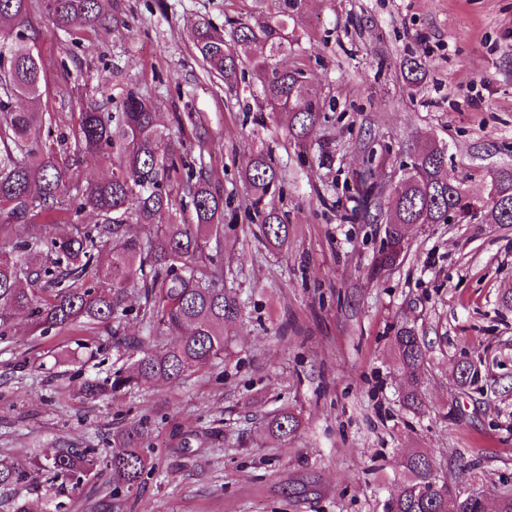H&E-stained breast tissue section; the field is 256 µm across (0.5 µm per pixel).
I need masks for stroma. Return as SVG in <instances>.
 Returning a JSON list of instances; mask_svg holds the SVG:
<instances>
[{
  "label": "stroma",
  "mask_w": 512,
  "mask_h": 512,
  "mask_svg": "<svg viewBox=\"0 0 512 512\" xmlns=\"http://www.w3.org/2000/svg\"><path fill=\"white\" fill-rule=\"evenodd\" d=\"M250 0H106L123 22L74 41L30 17L45 64L44 103L68 131L85 97H150L184 142L182 112L202 113L204 161L224 194V286L241 314L227 327L218 367L91 398L87 377L127 366L109 330L34 334L17 314L0 341V458L25 479L0 487V512H107L100 482L78 491L33 463L46 448L111 450L112 433L148 417L152 470L123 512H388L406 478L404 459L433 456L453 487L496 502L512 490V226L404 227L397 265L374 270L385 225L355 216L364 169L397 186L416 141L447 147L449 178L481 194L488 172L512 167V0H307L288 27V66L302 68L323 115L306 142L287 113L257 117L248 87L227 92L195 59L192 28L217 29ZM422 65L408 83L403 64ZM271 154L287 184L276 204L290 233L267 244L250 218L241 171ZM409 326L426 343L425 409L405 410L407 380L392 338ZM479 376L460 390L454 366ZM301 420L295 437L270 436L282 407Z\"/></svg>",
  "instance_id": "1"
}]
</instances>
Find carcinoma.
Returning <instances> with one entry per match:
<instances>
[{"label":"carcinoma","mask_w":512,"mask_h":512,"mask_svg":"<svg viewBox=\"0 0 512 512\" xmlns=\"http://www.w3.org/2000/svg\"><path fill=\"white\" fill-rule=\"evenodd\" d=\"M41 8L54 29L80 39L107 23L103 0H0V218L28 226L26 236L0 246V339L9 336L10 317L26 312L41 336L73 327L117 328L130 315L140 318L144 336L116 345L135 354L130 367L102 381L81 383L85 395L97 397L148 387L157 381L179 385L187 375L224 359L225 326L241 312L236 295L224 288L220 242L224 238V194L213 184L202 157L174 139L159 120L154 102L130 91L117 106L92 99L70 128L73 148L59 152L50 143L56 120L43 110L45 68L35 51V32L28 18ZM303 0H251L250 11L228 21V34L210 22L193 28L197 57L209 75L233 90L245 69L260 89L262 108L290 114L289 133L304 140L319 119L317 94L302 69L280 63L288 55V20L302 14ZM268 48L260 59L252 46ZM19 101L27 106L18 107ZM195 130L199 152L209 135L195 112L177 118ZM444 146L425 140L411 149L418 166L405 170L404 187L394 195L386 215V240L375 268L400 259L405 224H441L448 211L467 214L472 206L461 183L443 178ZM96 154L112 165V177L79 182L83 157ZM181 176L178 185L173 177ZM251 209L268 244L288 241V217L273 197L286 184L271 155L250 156L241 172ZM359 177L360 217L379 208L382 190ZM93 224H77L84 213ZM71 222V233L59 237L53 216ZM108 250L107 266L99 255ZM401 369L409 380L405 406L420 412L421 367L425 347L414 329L401 326L393 336ZM286 439L300 428L298 416L282 408L267 424ZM147 422L134 420L112 434L109 455L98 461L93 448L56 449L43 455L39 467L50 481L77 490L83 479L107 476L109 498L121 508L119 491L131 492L150 473ZM408 479L390 504V512H469L446 483L437 478L436 461L412 453L405 463ZM23 468L0 459V486L22 480Z\"/></svg>","instance_id":"obj_1"}]
</instances>
